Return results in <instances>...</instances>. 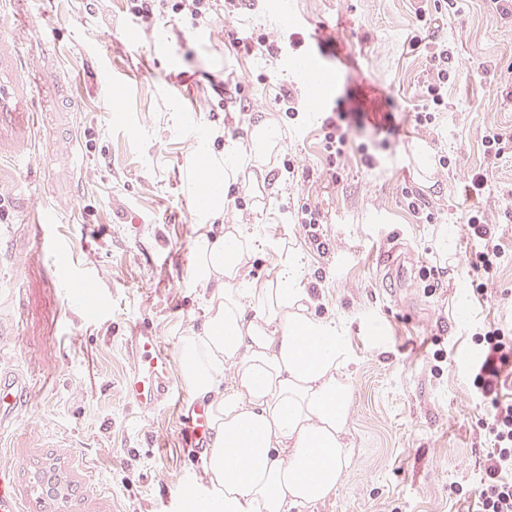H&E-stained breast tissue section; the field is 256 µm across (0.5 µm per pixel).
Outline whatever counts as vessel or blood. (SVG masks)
Segmentation results:
<instances>
[{"label": "vessel or blood", "instance_id": "vessel-or-blood-1", "mask_svg": "<svg viewBox=\"0 0 512 512\" xmlns=\"http://www.w3.org/2000/svg\"><path fill=\"white\" fill-rule=\"evenodd\" d=\"M35 95L33 67L22 44L13 37L0 34V204L10 203L17 221H25L31 206L23 180L32 161L35 114L31 105ZM57 214L42 209L38 218L36 236L49 250L60 248V241L52 236L51 224ZM69 277L79 283L80 293L73 303L91 309L97 303L96 280L74 265ZM124 345L131 356L130 365L122 381V395L133 408L150 411L170 399L172 385V354L150 327H138L125 337ZM27 388L25 379L0 377V430L13 427L23 406L22 393ZM191 448L203 452L207 446L210 415L201 406L181 417ZM0 512H21L20 501L11 478L0 471Z\"/></svg>", "mask_w": 512, "mask_h": 512}]
</instances>
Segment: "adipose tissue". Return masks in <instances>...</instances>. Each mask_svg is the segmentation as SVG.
<instances>
[{"label":"adipose tissue","instance_id":"obj_1","mask_svg":"<svg viewBox=\"0 0 512 512\" xmlns=\"http://www.w3.org/2000/svg\"><path fill=\"white\" fill-rule=\"evenodd\" d=\"M272 119L254 124L246 141L222 151L205 132L194 140L188 176L219 180L196 209L202 231L193 277L208 294L199 333L180 345L182 375L211 416L203 473L210 487L196 512H312L341 485L353 462L344 441L351 389L343 370L348 353L334 324L314 316L296 252L285 251L274 279L255 284L247 259L261 241L245 225L213 231L231 184L262 197L257 178L283 143ZM256 315L246 319L245 305Z\"/></svg>","mask_w":512,"mask_h":512}]
</instances>
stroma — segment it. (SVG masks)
<instances>
[{
  "mask_svg": "<svg viewBox=\"0 0 512 512\" xmlns=\"http://www.w3.org/2000/svg\"><path fill=\"white\" fill-rule=\"evenodd\" d=\"M421 13L437 18L434 37L456 60L448 107L425 126L411 120L431 63L429 49L410 45ZM0 29L25 45L42 77L60 79L43 94L28 179L35 208L56 211L68 250L42 249L23 224L0 245L11 272L0 288V346L8 350L0 367L32 378L17 425L0 434V467L12 471L24 512H180L175 488L199 476L201 460L182 447L174 406L127 407L123 338L145 323L176 352L199 330L206 297L192 279L200 228L185 179L191 129L241 141L262 114L285 132L263 174L270 192L262 209H239L242 189L233 186L219 221L252 225L258 237L297 250L316 316L336 322L347 342L345 441L354 461L315 512H478L491 408L473 394L471 336L483 324H512V16L489 0H288L284 11L221 6L193 27L167 17L144 24L130 0H16ZM231 34L243 44L261 34L285 46L312 41L330 88L312 96L289 52L239 53L226 44ZM215 80L241 83L249 111L218 108ZM282 84L298 96L296 118L275 104ZM338 107L379 119L393 112L401 134L376 149L375 167L362 161L361 133L329 164L321 124L308 115ZM491 127L504 137L503 155L484 151ZM421 140L448 159L428 185L412 158ZM478 172L488 186L475 197L466 189ZM405 186L435 223L408 209ZM304 201L323 215L327 252L295 222ZM473 207L498 225L506 254L484 298L472 292L475 242L462 228ZM443 224L459 228L448 262L434 248ZM397 242L417 268L446 265L435 291L416 277L386 294L382 258ZM73 261L98 280L97 314L67 300L76 291L67 278ZM42 459L77 483L64 506L33 491ZM458 486L467 496L455 494Z\"/></svg>",
  "mask_w": 512,
  "mask_h": 512,
  "instance_id": "1",
  "label": "stroma"
}]
</instances>
